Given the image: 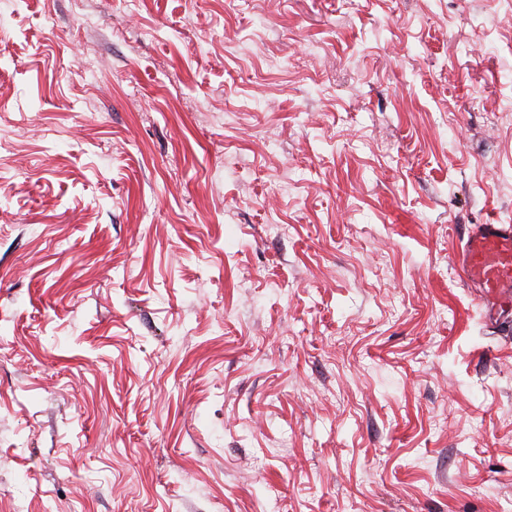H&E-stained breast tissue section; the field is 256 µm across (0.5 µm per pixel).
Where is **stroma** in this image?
Instances as JSON below:
<instances>
[{
  "label": "stroma",
  "instance_id": "1",
  "mask_svg": "<svg viewBox=\"0 0 512 512\" xmlns=\"http://www.w3.org/2000/svg\"><path fill=\"white\" fill-rule=\"evenodd\" d=\"M506 220L512 0H0V512H512ZM457 266L462 279L478 291L487 326L512 322V226L476 224L468 232Z\"/></svg>",
  "mask_w": 512,
  "mask_h": 512
}]
</instances>
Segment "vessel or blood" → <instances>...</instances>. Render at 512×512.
I'll return each mask as SVG.
<instances>
[{"instance_id": "b4317fda", "label": "vessel or blood", "mask_w": 512, "mask_h": 512, "mask_svg": "<svg viewBox=\"0 0 512 512\" xmlns=\"http://www.w3.org/2000/svg\"><path fill=\"white\" fill-rule=\"evenodd\" d=\"M457 266L478 292L486 325L512 323V226L478 224L468 233Z\"/></svg>"}]
</instances>
